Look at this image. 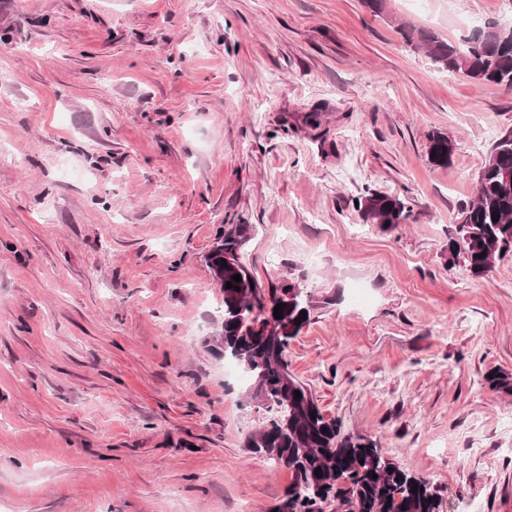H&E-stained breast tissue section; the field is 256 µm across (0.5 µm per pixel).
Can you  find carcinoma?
<instances>
[{
  "instance_id": "obj_1",
  "label": "carcinoma",
  "mask_w": 512,
  "mask_h": 512,
  "mask_svg": "<svg viewBox=\"0 0 512 512\" xmlns=\"http://www.w3.org/2000/svg\"><path fill=\"white\" fill-rule=\"evenodd\" d=\"M417 46L448 72H461L478 84H492L512 92V25L492 23L461 43L421 35ZM430 162L446 166L452 161L453 142L441 133L429 135ZM365 222L385 231L407 223L412 209L407 200L368 189L355 197ZM465 219L448 233L450 258L462 257L475 277L489 275L495 260L512 251V131L492 147L477 178L476 194L466 206ZM499 214L493 221L492 215ZM251 224H226L216 233L205 256L213 277L240 287L224 291V321L214 337V348L237 363L249 381L248 394L261 402L271 418L250 432L245 447L271 462L290 469L293 480L277 512H324L335 504L343 512H439L438 488L416 477L383 455L376 442L341 432L342 423L327 418L309 389L290 371L288 346L309 319L310 301L301 294L286 298L294 283L281 281L265 289L242 261L252 239ZM241 276L240 282L232 276ZM283 304L279 327L254 331L245 321L248 312L262 315L266 308ZM490 388L512 394V374L489 370ZM301 398H295L294 391ZM327 432H322V429ZM322 470L315 476L314 470ZM377 478H372V475ZM419 487L417 492L411 488Z\"/></svg>"
}]
</instances>
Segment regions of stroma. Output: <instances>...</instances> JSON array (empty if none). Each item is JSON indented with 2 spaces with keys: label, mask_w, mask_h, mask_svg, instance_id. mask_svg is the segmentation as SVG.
<instances>
[{
  "label": "stroma",
  "mask_w": 512,
  "mask_h": 512,
  "mask_svg": "<svg viewBox=\"0 0 512 512\" xmlns=\"http://www.w3.org/2000/svg\"><path fill=\"white\" fill-rule=\"evenodd\" d=\"M491 21L512 0H0V512H272L292 473L211 349L240 220L311 298L288 360L325 416L440 512H512V255L448 259L512 92L405 39ZM368 188L408 222L364 223ZM454 144L441 133H432L429 135L428 158L429 161L437 166L448 165L452 161L454 153ZM435 153V158H431ZM355 202H358V206H355ZM353 205L366 223L380 225L382 231L406 224L412 213L406 198L369 188L353 199Z\"/></svg>",
  "instance_id": "obj_1"
}]
</instances>
